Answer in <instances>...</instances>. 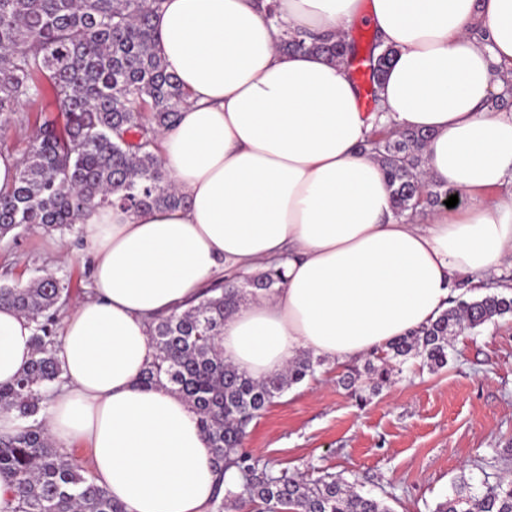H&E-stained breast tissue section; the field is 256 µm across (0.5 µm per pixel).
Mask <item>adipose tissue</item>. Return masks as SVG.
Here are the masks:
<instances>
[{"mask_svg":"<svg viewBox=\"0 0 512 512\" xmlns=\"http://www.w3.org/2000/svg\"><path fill=\"white\" fill-rule=\"evenodd\" d=\"M273 13H266V5ZM362 0H162L154 53L187 102L160 138L184 205L78 218L91 259L63 316V383L44 411L61 452L84 444L124 512H211L216 472L189 403L143 388L154 319L184 311L229 271L283 268L285 284L224 319L225 362L261 381L304 353L339 366L434 321L464 279L512 258V0H371L396 54L378 112L359 107L346 62L283 54L278 37L349 38ZM422 130V170L469 204L425 224L396 219L376 122ZM34 322L0 304V384L32 356Z\"/></svg>","mask_w":512,"mask_h":512,"instance_id":"obj_1","label":"adipose tissue"}]
</instances>
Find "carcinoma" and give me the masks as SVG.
Listing matches in <instances>:
<instances>
[{
  "instance_id": "cac0c4a2",
  "label": "carcinoma",
  "mask_w": 512,
  "mask_h": 512,
  "mask_svg": "<svg viewBox=\"0 0 512 512\" xmlns=\"http://www.w3.org/2000/svg\"><path fill=\"white\" fill-rule=\"evenodd\" d=\"M161 0H0V122L23 105L57 119L38 128L20 161L15 183L0 189V239L31 226L71 229L90 207L134 212L184 203L155 153L160 133L177 125L187 95L153 52L152 15ZM287 52L317 51L330 61L359 56L358 42L296 35L279 37ZM395 53L373 38L364 60L378 100ZM429 134L405 131L369 141L388 179L394 216H410L448 195V185L419 178ZM263 293L283 284L282 271L252 274ZM253 294L244 277L206 289L196 305L151 325L154 359L139 377L144 388L171 386L192 407L210 444L218 475L215 512L250 505L257 512H391L343 478L326 473L311 481L282 470L244 448L251 422L293 384L314 375L321 360L305 354L287 371L257 381L224 362V316ZM70 281L53 273L26 285L0 284L7 303L36 323L33 357L12 384L0 385V409L27 425L0 439V472L14 477L0 512H123L122 506L85 475L75 455L58 451L37 416L63 370L56 356L59 312ZM512 315V298L486 294L449 301L437 320L389 343L378 363L367 365L373 386L391 382L412 358L432 370L448 364L449 337ZM361 373L352 367L340 383L362 400ZM235 471L237 482L225 484ZM434 512H512V482L486 483L472 491L465 477Z\"/></svg>"
}]
</instances>
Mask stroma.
I'll return each instance as SVG.
<instances>
[{
  "label": "stroma",
  "instance_id": "1",
  "mask_svg": "<svg viewBox=\"0 0 512 512\" xmlns=\"http://www.w3.org/2000/svg\"><path fill=\"white\" fill-rule=\"evenodd\" d=\"M81 247L77 228L2 238L0 284L44 269L70 278L72 300L82 299L90 269ZM345 371L326 362L290 386L252 421L246 448L278 471L339 474L393 512H433L462 477L478 487L512 474V316L452 336L447 367L408 360L359 400L338 383Z\"/></svg>",
  "mask_w": 512,
  "mask_h": 512
}]
</instances>
